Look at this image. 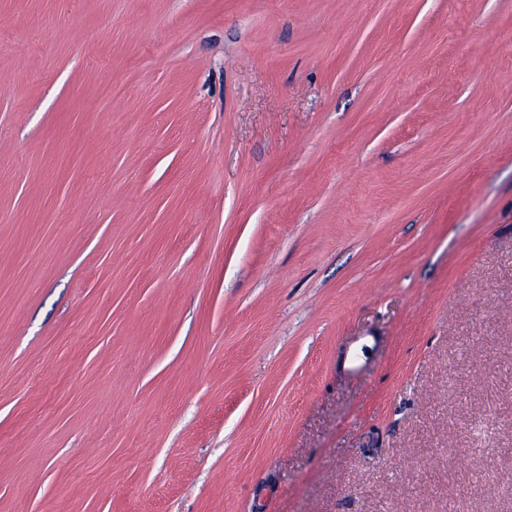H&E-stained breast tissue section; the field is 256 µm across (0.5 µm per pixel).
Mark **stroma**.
<instances>
[{
	"label": "stroma",
	"instance_id": "1",
	"mask_svg": "<svg viewBox=\"0 0 512 512\" xmlns=\"http://www.w3.org/2000/svg\"><path fill=\"white\" fill-rule=\"evenodd\" d=\"M0 512H512V0H0Z\"/></svg>",
	"mask_w": 512,
	"mask_h": 512
}]
</instances>
